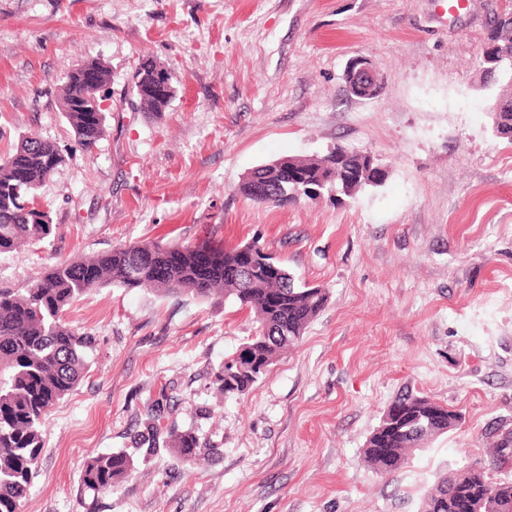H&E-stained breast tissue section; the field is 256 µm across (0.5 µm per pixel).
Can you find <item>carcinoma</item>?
<instances>
[{
  "mask_svg": "<svg viewBox=\"0 0 512 512\" xmlns=\"http://www.w3.org/2000/svg\"><path fill=\"white\" fill-rule=\"evenodd\" d=\"M483 64L491 73L512 78V25L488 28ZM157 65L139 64L132 89L137 98L154 84ZM76 146L90 151L106 132L100 101L86 88L75 70L66 74L60 90V107ZM494 132L512 139V101L493 113ZM336 147L302 169L300 180L275 174L266 163L254 169L269 191L258 196L239 187L249 200L284 207L309 188L319 187V171L336 163ZM64 156L52 142L35 135L21 139L14 150L0 156V254L33 247L56 234L59 225L40 208L37 191ZM264 248L249 243L232 249L205 245L134 244L65 261L25 288H0V512H21L28 496L33 469L43 452L41 425L58 401L70 394L90 367L95 338L75 330L64 313L81 296L96 288H145L162 296H192L200 300L232 298L257 316L259 327L241 346L255 369L239 376L232 354L214 373L225 393L243 394L253 387L285 349L298 342L327 301L323 288L298 282L279 261L269 273L244 277L239 268L261 255ZM163 265L165 278L154 276ZM165 406L155 403L151 417L138 435L151 450L163 443L186 463L201 455L199 439L190 430L175 431L162 425ZM460 414L430 398L405 392L385 410L380 424L363 448L364 461L373 469L390 473L405 462L408 453L454 429ZM493 439L488 465L446 473L427 491L418 512H454L459 495L477 501V512H512V422L503 420L490 433ZM135 469L126 451H111L86 460L82 482L100 493L128 478Z\"/></svg>",
  "mask_w": 512,
  "mask_h": 512,
  "instance_id": "cac0c4a2",
  "label": "carcinoma"
}]
</instances>
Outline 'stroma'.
I'll return each mask as SVG.
<instances>
[{"label": "stroma", "mask_w": 512, "mask_h": 512, "mask_svg": "<svg viewBox=\"0 0 512 512\" xmlns=\"http://www.w3.org/2000/svg\"><path fill=\"white\" fill-rule=\"evenodd\" d=\"M496 0H0V154L23 136L64 161L38 201L60 229L0 255V287L137 243L255 242L327 289L299 342L245 394L212 376L256 327L231 299L101 288L65 313L97 339L91 368L47 413L22 512H417L443 473L488 461L512 419V140L493 130L498 87L482 68ZM382 79L351 96L345 71ZM168 69L161 114L131 93L141 59ZM94 60L107 132L76 147L59 108L68 68ZM371 153L382 184L276 207L237 188L251 169L334 147ZM405 389L462 415L395 472L362 461ZM219 456L167 447L114 489L85 460L131 448L147 411ZM346 83L352 96L363 99L375 98L381 89L379 74L366 58H356L350 62Z\"/></svg>", "instance_id": "obj_1"}]
</instances>
